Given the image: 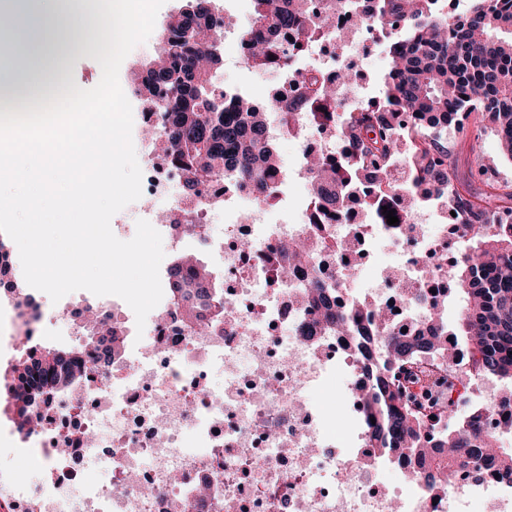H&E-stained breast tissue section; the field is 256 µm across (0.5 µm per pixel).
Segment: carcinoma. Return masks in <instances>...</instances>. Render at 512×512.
Here are the masks:
<instances>
[{"label": "carcinoma", "instance_id": "cac0c4a2", "mask_svg": "<svg viewBox=\"0 0 512 512\" xmlns=\"http://www.w3.org/2000/svg\"><path fill=\"white\" fill-rule=\"evenodd\" d=\"M251 22L241 32L246 66L278 70L287 66L286 51L297 50L334 28L332 8L320 23L303 10L302 0H252ZM439 0H356L363 24L383 35L390 67L382 96L359 112L337 110L336 85L319 71L298 79L293 95L273 105L283 128L295 129V116L307 112L321 126H331L347 146L338 159L313 155L307 167L313 175L310 203L320 224L346 199L361 195L374 216L387 219L382 207L412 208L453 196L464 224L465 247L451 269L450 283L464 294L460 322L448 329L444 314L416 326L410 334L387 331L382 320L367 318L352 304L330 309L334 285L314 278L304 296L327 307L322 324L304 325L309 338L317 327L345 331L366 353L372 378L367 400L375 424L367 442L392 448L418 468L426 483L448 480L453 466L477 465L499 448L498 439L483 433L473 419L459 424L436 450L421 442L416 415L409 412L391 373L423 354L436 351L448 334L460 336L478 356L483 371L512 387V233L491 231L499 218L512 216V183L458 181L448 132L430 131L425 119L460 112H479L496 134L503 157L512 161V0H477L464 11H439ZM223 31L212 16V0H187L169 17L160 34L157 58L143 63L132 84L145 105L164 101L169 122L166 153L183 170L186 186L214 171L251 183L256 198L277 197L280 158L266 134V116L255 101L219 94L213 88L221 62ZM406 123L410 154L406 194L397 195L388 167L399 144L392 130ZM168 284L175 306H183L196 326L207 329L224 316V291L203 264L173 260ZM88 341L71 348L40 347L24 352L3 379L17 391L16 413L29 427L40 419L44 395L76 382L85 368L86 350L110 365L119 354L123 330L117 322L97 318L81 323Z\"/></svg>", "mask_w": 512, "mask_h": 512}]
</instances>
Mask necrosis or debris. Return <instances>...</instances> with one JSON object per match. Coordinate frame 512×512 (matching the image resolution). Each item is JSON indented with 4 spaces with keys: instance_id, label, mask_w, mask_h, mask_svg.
I'll use <instances>...</instances> for the list:
<instances>
[{
    "instance_id": "1",
    "label": "necrosis or debris",
    "mask_w": 512,
    "mask_h": 512,
    "mask_svg": "<svg viewBox=\"0 0 512 512\" xmlns=\"http://www.w3.org/2000/svg\"><path fill=\"white\" fill-rule=\"evenodd\" d=\"M353 2L336 0V36L294 55L269 85L266 103L316 68L335 81L344 111L365 105L362 83L340 81L343 72L360 71L374 39ZM143 123L154 138L140 163L142 196L154 207L138 216L153 222L171 251L193 242L209 252L224 284V322L199 330L164 301L144 330L134 315L123 316L119 357L106 367L88 363L78 386L52 397L41 427L1 422V437L41 461L38 477L22 483L0 472L6 512H512V477L501 466L457 470L447 487L431 491L396 467L391 452L369 447L361 401L371 380L356 338L296 332L320 314L299 291L308 278L337 281V303L383 309L396 331L436 312L450 294L449 276L425 270L436 253L459 252L461 226L451 206H417L397 226L373 223L353 201L322 224L313 223L308 206L278 218L242 183L217 174L185 188L163 148V109L145 110ZM294 135L292 177L305 185L306 156L343 151L335 133L306 118ZM219 215L224 232L216 236L210 226ZM293 239L308 242L310 257L284 279L275 257ZM376 252L384 261L363 276ZM80 309L68 301L51 310L34 296L22 306L6 294L0 346L13 352L39 342L53 316L72 326ZM448 351L395 370L423 422V439L437 441L452 414L502 435L512 421V389L484 376L457 337H449Z\"/></svg>"
}]
</instances>
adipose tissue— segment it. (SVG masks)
<instances>
[{"label": "adipose tissue", "instance_id": "obj_1", "mask_svg": "<svg viewBox=\"0 0 512 512\" xmlns=\"http://www.w3.org/2000/svg\"><path fill=\"white\" fill-rule=\"evenodd\" d=\"M147 15L146 0H0V32L15 37L0 63V177L15 174L28 154L40 159L29 178L45 196L54 197L56 184L65 185V195L54 199L74 213L71 246L56 264L54 283L81 278V242L93 231L108 234L107 225L82 204L84 169L90 159L110 157L123 120L115 101L106 98L94 127L74 122L60 131L45 125L34 107L50 86L57 101L69 100L67 85L59 81L67 65L91 55L110 63Z\"/></svg>", "mask_w": 512, "mask_h": 512}]
</instances>
